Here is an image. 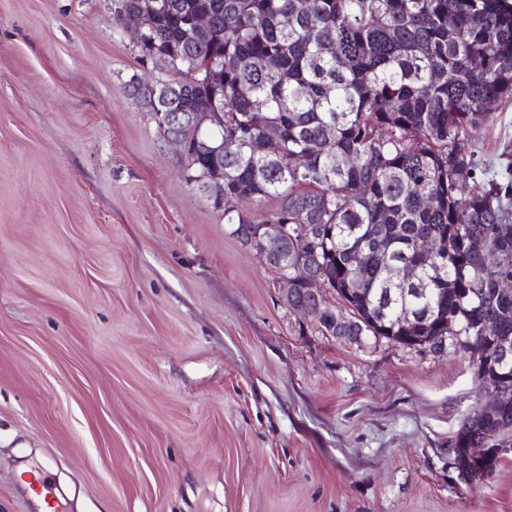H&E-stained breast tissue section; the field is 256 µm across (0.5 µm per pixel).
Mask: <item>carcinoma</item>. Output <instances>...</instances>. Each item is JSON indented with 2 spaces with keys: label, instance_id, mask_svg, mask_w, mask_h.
<instances>
[{
  "label": "carcinoma",
  "instance_id": "cac0c4a2",
  "mask_svg": "<svg viewBox=\"0 0 512 512\" xmlns=\"http://www.w3.org/2000/svg\"><path fill=\"white\" fill-rule=\"evenodd\" d=\"M115 0L114 13L155 11L135 45L155 76L134 74L129 96L154 112H222L224 127L187 157L198 183L224 181V223L245 239L260 224H319L314 247L298 246L303 268L286 273L303 297L304 269L327 282L338 304L316 316L344 319L349 335L433 348L445 336L455 351L471 336L512 337V296L496 294L512 276V183L485 189L456 176L473 172L468 131L512 99V0ZM212 17L196 30L190 20ZM289 22H284V19ZM221 69L217 84L208 70ZM277 150L257 157L255 137ZM272 204L249 211L243 201ZM442 269H424L419 244ZM360 249L386 250L392 264L361 265ZM408 265L417 281L396 269ZM415 308L420 319L399 320ZM481 383L512 389V369L492 365ZM512 447V404L475 407L449 442L476 478ZM470 448H485L479 458Z\"/></svg>",
  "mask_w": 512,
  "mask_h": 512
}]
</instances>
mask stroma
Segmentation results:
<instances>
[{"instance_id": "1", "label": "stroma", "mask_w": 512, "mask_h": 512, "mask_svg": "<svg viewBox=\"0 0 512 512\" xmlns=\"http://www.w3.org/2000/svg\"><path fill=\"white\" fill-rule=\"evenodd\" d=\"M113 0H0V512L51 463L66 512H512V448L448 442L469 354L321 334L124 91ZM512 163V101L469 131Z\"/></svg>"}]
</instances>
